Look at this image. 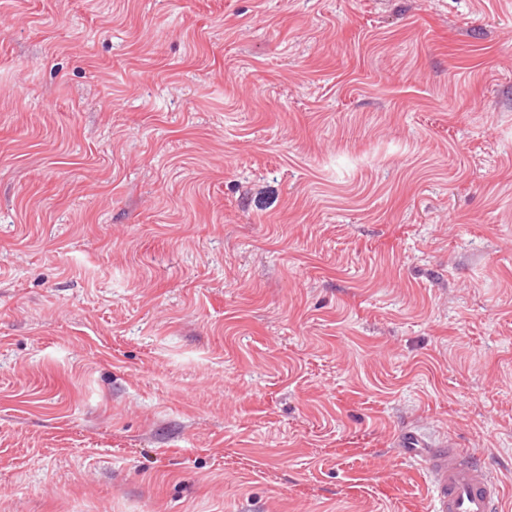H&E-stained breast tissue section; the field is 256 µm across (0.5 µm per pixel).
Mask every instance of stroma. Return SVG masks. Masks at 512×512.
<instances>
[{"label": "stroma", "instance_id": "obj_1", "mask_svg": "<svg viewBox=\"0 0 512 512\" xmlns=\"http://www.w3.org/2000/svg\"><path fill=\"white\" fill-rule=\"evenodd\" d=\"M512 512V0H0V512ZM398 439L425 480L431 512L501 511V485L483 456L447 436L425 438L409 429Z\"/></svg>", "mask_w": 512, "mask_h": 512}]
</instances>
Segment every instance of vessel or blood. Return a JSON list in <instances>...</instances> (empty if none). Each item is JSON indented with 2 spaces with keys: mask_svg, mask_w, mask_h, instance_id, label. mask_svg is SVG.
Masks as SVG:
<instances>
[{
  "mask_svg": "<svg viewBox=\"0 0 512 512\" xmlns=\"http://www.w3.org/2000/svg\"><path fill=\"white\" fill-rule=\"evenodd\" d=\"M398 439L425 480L430 512H500L502 489L483 456L451 438H427L412 429Z\"/></svg>",
  "mask_w": 512,
  "mask_h": 512,
  "instance_id": "obj_1",
  "label": "vessel or blood"
}]
</instances>
